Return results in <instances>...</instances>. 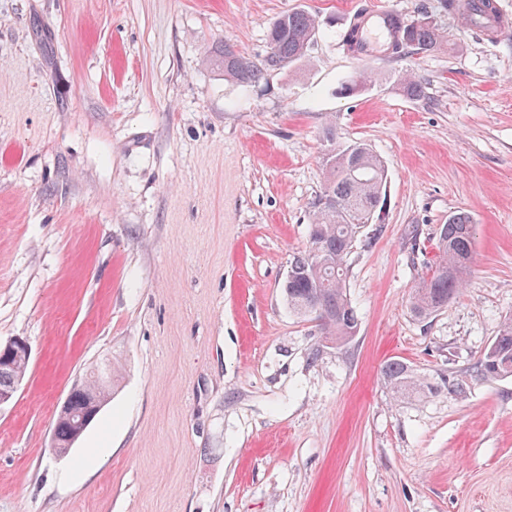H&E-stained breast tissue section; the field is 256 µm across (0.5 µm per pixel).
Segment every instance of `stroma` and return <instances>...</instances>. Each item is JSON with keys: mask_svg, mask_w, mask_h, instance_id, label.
<instances>
[{"mask_svg": "<svg viewBox=\"0 0 512 512\" xmlns=\"http://www.w3.org/2000/svg\"><path fill=\"white\" fill-rule=\"evenodd\" d=\"M358 9L446 40L358 57ZM297 10L320 21L301 62L257 84L214 65L224 43L260 62ZM356 142L387 204L347 257L339 341L281 286L327 153ZM460 212L471 270L417 319ZM511 316L512 32L448 0H0V341L31 348L0 405V512H512V377L442 388ZM107 360L110 399L55 455L58 405ZM392 360L434 392L393 399Z\"/></svg>", "mask_w": 512, "mask_h": 512, "instance_id": "35a3bbf8", "label": "stroma"}]
</instances>
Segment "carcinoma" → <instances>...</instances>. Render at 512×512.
<instances>
[{"mask_svg": "<svg viewBox=\"0 0 512 512\" xmlns=\"http://www.w3.org/2000/svg\"><path fill=\"white\" fill-rule=\"evenodd\" d=\"M494 12L492 0H470V17L474 26L482 27ZM396 31L392 52L410 50L433 52L442 42L439 28L422 24L411 26L405 18L391 19ZM318 30L316 17L299 10L281 15L272 25L269 51L257 65L239 54L230 44L219 50L217 61L224 67V76L240 83L262 81L270 70H279L302 59ZM357 172L349 173V164L328 167L322 194L327 202L316 204L311 245L293 258V275L285 280L283 291L288 307L306 314L314 313L331 336L345 339L353 335L358 319L347 298L343 281L346 258L353 248L363 224L361 217L374 214L379 218L378 198L385 196V167L377 155L361 147L355 157ZM474 224L469 215L458 213L444 225L436 242V256L430 274L409 300L410 309L418 319L429 318L444 311L462 288L470 270L474 253ZM28 362L16 354L0 356V392L14 391L24 379ZM384 384L391 394L402 399L425 389L426 384L414 376L404 363L390 361L381 370ZM512 376V317L502 324L498 336L467 376L448 380V394L461 396L469 383ZM111 395L110 381L103 373L84 380L81 388L70 394V403L78 411L93 414V403L105 404ZM58 445L66 448L75 443L74 427L69 421H56Z\"/></svg>", "mask_w": 512, "mask_h": 512, "instance_id": "carcinoma-1", "label": "carcinoma"}]
</instances>
